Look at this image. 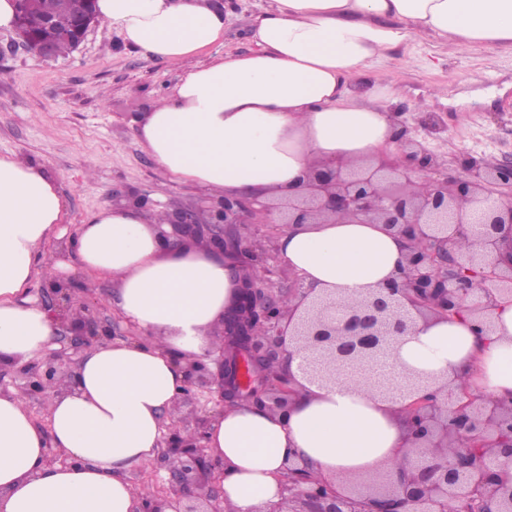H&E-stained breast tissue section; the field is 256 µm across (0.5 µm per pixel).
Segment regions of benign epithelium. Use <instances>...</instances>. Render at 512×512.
I'll return each instance as SVG.
<instances>
[{
  "label": "benign epithelium",
  "mask_w": 512,
  "mask_h": 512,
  "mask_svg": "<svg viewBox=\"0 0 512 512\" xmlns=\"http://www.w3.org/2000/svg\"><path fill=\"white\" fill-rule=\"evenodd\" d=\"M19 42L45 59L56 58L49 40H35L16 29ZM395 152L375 162L346 168L319 164L312 168L286 203L265 202L260 207L242 199L223 197L202 222L198 211L184 208L169 218L165 236L188 245L195 241L217 252L230 247L253 261V242L235 225L320 224L339 218L357 224H380L406 242L399 279L378 293L356 302L314 299L312 290L296 284L288 292L272 294L265 279L245 277L246 307L230 315L225 333L230 350L246 346L265 366L269 380L260 401L270 412H286L297 397L295 380L283 373L280 362L289 354L282 324L294 320L300 368L311 379L324 381L344 364L360 368L383 358L392 360L399 337L406 335L411 317L449 319L462 309L475 317L487 333L489 309L501 299H512V264L503 267L494 258L504 235L512 237V205L503 207L491 188H512V159L496 164L468 161L463 175L441 177V162L423 143L401 134ZM424 178L423 191L412 189V174ZM466 239L462 249L456 240ZM44 306L78 349L100 341L101 322L93 310L70 318L71 286L60 282L47 290ZM187 385L182 398L191 400L206 388L228 401L224 360L213 372L198 362L184 366ZM58 374L49 361L32 373L29 386L44 392V381ZM440 390L422 386L407 395L403 406L408 451L394 463L398 479L378 476L348 481L338 487L312 476L305 462L288 464L285 495L270 512H512V479L500 468L512 463V402L472 394L460 387L439 397ZM206 421L194 432L167 439L165 457L171 490L148 501L145 512H166L177 498L178 512H218L224 489L189 475L202 474L207 459Z\"/></svg>",
  "instance_id": "7a95c632"
}]
</instances>
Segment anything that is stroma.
Listing matches in <instances>:
<instances>
[{
    "instance_id": "obj_1",
    "label": "stroma",
    "mask_w": 512,
    "mask_h": 512,
    "mask_svg": "<svg viewBox=\"0 0 512 512\" xmlns=\"http://www.w3.org/2000/svg\"><path fill=\"white\" fill-rule=\"evenodd\" d=\"M268 0H230L233 13L224 39L197 56L205 64L227 54L254 51L253 18ZM401 88L388 103L407 137L444 158V174L461 172L467 155L494 164L512 157V47L448 55L432 36L417 32L403 45L355 74L354 89H365L385 75ZM179 67L125 47L119 37L94 25L68 55L44 59L19 44L15 31L0 30V155L16 153L45 164L56 177L66 202L68 234L86 215L111 203L113 194L153 196L163 191L175 208L207 212L210 192L168 178L141 144L137 119L180 80ZM439 126L431 128L427 116ZM266 256L259 268L272 285L287 290L296 274L279 258L278 231L259 224L240 225ZM58 264L57 279L74 282L77 299L90 303L113 338L138 339L115 305L116 287L105 276L85 281L76 257L59 241L45 249ZM33 361L0 366V388L26 392L28 409L46 426L45 396L28 389Z\"/></svg>"
}]
</instances>
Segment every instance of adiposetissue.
<instances>
[{
  "mask_svg": "<svg viewBox=\"0 0 512 512\" xmlns=\"http://www.w3.org/2000/svg\"><path fill=\"white\" fill-rule=\"evenodd\" d=\"M97 18L122 43L186 68L172 91L138 120L139 137L170 179L238 198L287 195L318 163H362L392 152L397 126L381 80L361 102L349 87L415 32L456 51L512 45V0H271L252 24L255 51L195 64L220 41L231 17L215 0H97ZM65 200L41 164L0 156V361L52 349L55 325L29 294L47 269L44 248L62 238ZM171 210L104 205L79 224L69 246L82 272L116 286L137 341L94 345L75 374L48 390V429L19 390L0 389V512H142L126 470L152 462L180 400V359L221 354L224 315L236 301L232 254L172 246L161 230ZM280 258L314 294L371 295L397 278L404 242L378 224H301L277 240ZM474 319L415 320L393 370H416L436 385L465 383L475 394L512 398V301ZM403 397L373 394L365 378L340 370L327 384L300 379L288 414L230 404L214 417L206 445L222 463L224 512H268L283 495L289 460L344 484L400 458ZM66 463H49L48 448Z\"/></svg>",
  "mask_w": 512,
  "mask_h": 512,
  "instance_id": "1",
  "label": "adipose tissue"
}]
</instances>
